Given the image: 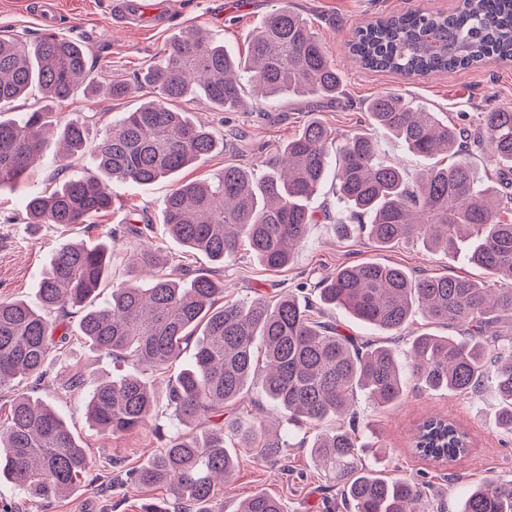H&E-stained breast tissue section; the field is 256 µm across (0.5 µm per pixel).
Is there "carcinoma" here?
Wrapping results in <instances>:
<instances>
[{"instance_id":"1","label":"carcinoma","mask_w":512,"mask_h":512,"mask_svg":"<svg viewBox=\"0 0 512 512\" xmlns=\"http://www.w3.org/2000/svg\"><path fill=\"white\" fill-rule=\"evenodd\" d=\"M348 49L364 68L408 78L490 58L511 62L512 0H464L448 14L410 11L375 20L358 29ZM87 76V50L77 42L56 34L35 43L0 40V187L26 177L47 127L57 128L70 156L86 147L93 125L89 115L62 120L45 105L19 118L4 117L3 109L34 87L45 101L62 103ZM143 81L152 99L97 138L91 168L47 195L27 196L28 223L84 224L112 207L110 182L173 180L217 151L215 135L174 109L175 102L202 97L214 109L234 112L250 93L263 102L287 93L334 97L341 78L318 33L284 0L250 34L246 56L197 29L170 42ZM366 111L373 125L412 153L448 163L411 178L384 160L371 136L354 132L338 143L330 128L313 120L267 159L260 177L232 165L209 182L175 184L163 222L183 249L216 266L247 246L265 268L280 270L317 222L309 201L334 168L336 199L344 204L338 235L357 229L379 248L420 241L428 250L461 254L485 277H412L394 265L366 262L343 266L319 283L320 304L396 336L416 311L431 324L457 326L461 335L422 332L409 337L403 351L363 349L316 320L290 293L219 306L224 281L202 273L184 283L159 271L145 229L132 227L125 241L130 268L147 270L149 284L127 279L112 288L109 300L94 303L111 273L112 246L72 242L42 274L38 305L0 301V390L19 376L43 374L63 326L60 314L77 307L83 310L79 335L90 347L155 373L166 372L194 342L167 405L182 425L192 429L207 421L209 427L166 437L159 453L132 474L139 486H166L177 509L224 512L215 507V487L235 475L232 446L253 450L265 462L281 460L286 443L279 434L237 417L245 390L257 380L288 421L314 430L299 447L342 484L353 512H430L424 484L383 476L363 463L355 426L345 421L356 419L359 392L378 407H391L411 381L458 395L488 383L501 401L496 427L512 435V219H506L512 216V107L481 112L472 124L451 123L402 93L385 92L370 99ZM487 150L501 164L495 186L486 185L471 162ZM86 385L89 425L118 435L148 424L156 397L139 376L90 384L75 371L63 383L67 389ZM331 420L338 425L318 430ZM415 443L429 460L452 464L468 453L470 437L454 422L431 417L417 428ZM82 479H96L93 464L65 418L46 402L17 395L10 420L0 427V483L48 500L68 497ZM237 512H284V505L259 492ZM460 512H512V480L486 477Z\"/></svg>"}]
</instances>
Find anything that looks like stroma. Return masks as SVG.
<instances>
[{
    "mask_svg": "<svg viewBox=\"0 0 512 512\" xmlns=\"http://www.w3.org/2000/svg\"><path fill=\"white\" fill-rule=\"evenodd\" d=\"M277 0H175L173 17L166 25L148 23L117 26L110 15V0H52L56 34L85 43L90 48L89 78L92 89L78 88L65 102L56 105L60 116L73 118L93 113L96 122L91 137L111 128L123 113L133 111L151 97L149 87H137L144 68L175 37L188 28L201 27L236 52L247 50V35L259 26ZM291 9L303 17L321 36L325 50L343 78V94L336 99L282 98L272 103L253 105L247 111L222 112L209 109L202 101H180L179 109L190 118L206 123L224 147L182 170L178 180L206 181L237 165L261 172L262 163L293 137L310 118H318L337 138L361 131L381 142L386 154L410 173L425 166L422 158L408 152L398 140L370 125L363 104L392 89L400 90L427 110L449 119L476 117L504 106H512V62L489 59L482 64L455 72H444L428 79H411L390 72L359 67L349 56L346 44L356 27L370 21L409 10L449 12L461 0H288ZM47 28L39 0H0V39L17 36L38 40ZM121 79L137 87L123 99L112 98L106 89L112 80ZM58 143L33 166L26 184L0 187V300L21 299L37 304V284L51 257L63 244L84 241L111 243L116 258L112 273L100 290L108 299L113 284L128 279L129 264L123 248V233L132 222L148 228L149 240L162 248L181 279L190 280L209 270L208 261L184 252L170 237L163 222V206L173 181L164 179L150 185L115 183L111 186L112 206L96 215L91 223L61 226L28 224L25 200L32 193L54 187L58 171L54 159ZM320 213L312 224L306 243L295 253L291 264L279 271L261 266L249 250H240L234 262L224 269V297L248 302L282 291L293 292L301 301L314 303L313 287L342 266L364 262L395 265L414 275H452L482 279L481 270L461 257L431 252L422 243H399L377 248L366 236L339 237L329 213L336 210L332 184H325L311 199ZM91 379L135 372L129 361L95 351L74 336L56 348L42 380L17 378L11 390L0 391V425L7 423L12 399L24 393L51 403L74 425V433L99 475L96 483H82L67 498L31 501L23 492L0 486V501L16 512H171L172 497L166 487H142L129 476L161 449L162 434L178 427L166 401V385L174 371L162 375L145 373L153 385L157 405L147 426L111 435L89 426L84 418L86 390H63L62 384L72 369ZM500 407L492 387L464 394L448 395L408 385L402 400L383 409L365 397L356 400V429L367 449L366 464H377L385 475H403L424 483L438 512H457L467 492L489 476L512 479V435L495 425ZM431 416L454 421L468 433L469 453L451 465H437L413 455L410 442L416 426ZM304 427H291L290 445L282 451L280 464L271 465L255 452L238 449L237 476L223 492L224 512H236L238 502L258 492L279 497L287 512H351L339 486L317 468L307 449L298 445ZM385 450V457L374 460L372 447Z\"/></svg>",
    "mask_w": 512,
    "mask_h": 512,
    "instance_id": "1",
    "label": "stroma"
}]
</instances>
